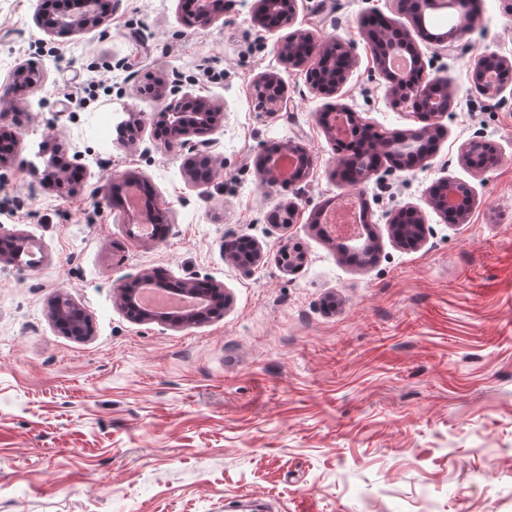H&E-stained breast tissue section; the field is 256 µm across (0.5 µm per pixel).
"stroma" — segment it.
<instances>
[{"label":"stroma","instance_id":"1","mask_svg":"<svg viewBox=\"0 0 512 512\" xmlns=\"http://www.w3.org/2000/svg\"><path fill=\"white\" fill-rule=\"evenodd\" d=\"M256 0H224L211 23H189L180 0H106L102 25L58 35L35 21L45 0H0V89L17 67L32 82L19 110L0 104L15 141L0 167V234L21 233L39 259L0 263V512H512V82L478 93L474 58L512 59V0H474V28L454 52L400 0H298V32L351 44L357 65L339 96L380 133L420 128L393 105L363 35L372 10L409 32L425 78L449 77L454 107L425 165L382 161L359 184L377 242L350 261L318 212L347 192L336 146L319 120L328 100L307 67L278 59L280 32L252 18ZM277 72L288 106L257 112L252 84ZM180 80L220 111L209 139L223 162L190 182L187 150L160 148L161 109L145 85ZM135 113L140 138L101 136V113ZM497 164L465 163L472 140ZM294 142L307 178L270 187L258 162ZM62 146L66 189L44 177L43 151ZM142 176L167 216L163 239L128 234L118 180ZM447 177L469 186L466 222L428 204ZM422 211L423 242L405 246L394 215ZM295 209L274 225V209ZM256 241L263 259L240 269L225 242ZM300 248L293 270L277 262ZM159 273L224 286L219 317L187 328L139 323L117 287ZM67 293L93 324L63 335L49 302Z\"/></svg>","mask_w":512,"mask_h":512}]
</instances>
